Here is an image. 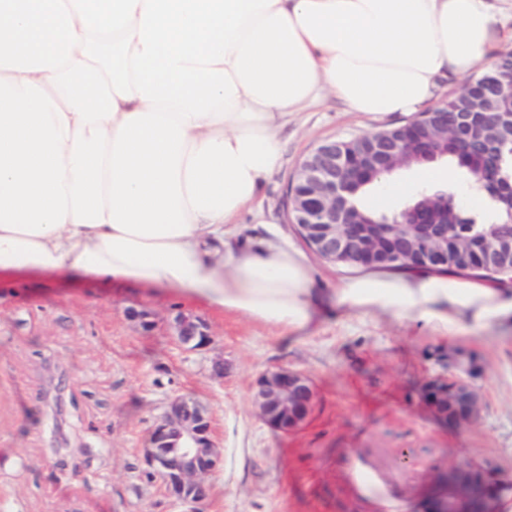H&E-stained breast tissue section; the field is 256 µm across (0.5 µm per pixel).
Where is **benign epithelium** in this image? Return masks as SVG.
I'll use <instances>...</instances> for the list:
<instances>
[{"mask_svg":"<svg viewBox=\"0 0 512 512\" xmlns=\"http://www.w3.org/2000/svg\"><path fill=\"white\" fill-rule=\"evenodd\" d=\"M482 92L468 95L467 106L451 114L432 110L423 118L402 126L367 135L354 150L340 139L318 143L300 162L287 188V216L308 248L321 259L357 269H370L398 260L436 267L448 264V224L435 221L420 209L404 213L403 220H385L373 231L349 208L354 184L369 173L376 177L405 168V147L430 159L438 139L454 138L459 148L479 153L482 167L474 174V185L493 195L508 191L512 184L501 179V155L491 136L478 133L487 107H498V121L512 142V99L500 95L504 86L500 66L486 72ZM485 264L512 271V233L494 234L483 243ZM177 339L189 350L211 343L206 325L198 318H177ZM440 417L453 426L476 420L481 408L479 391L459 375L440 376L425 387ZM253 403L259 417L270 427L290 431L299 427L314 403V391L301 373L287 369L269 371L257 381ZM222 461L221 449L212 438L211 416L196 398H174L153 425L145 462L148 474L162 480L167 496L184 507L200 512L207 495V477ZM437 512H490L483 484L472 475L448 478V492Z\"/></svg>","mask_w":512,"mask_h":512,"instance_id":"obj_1","label":"benign epithelium"}]
</instances>
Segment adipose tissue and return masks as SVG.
<instances>
[{
    "label": "adipose tissue",
    "mask_w": 512,
    "mask_h": 512,
    "mask_svg": "<svg viewBox=\"0 0 512 512\" xmlns=\"http://www.w3.org/2000/svg\"><path fill=\"white\" fill-rule=\"evenodd\" d=\"M502 40L488 0H0V271L172 292L299 337L331 310L454 342L512 283L409 267L320 287L243 212L333 95L413 112Z\"/></svg>",
    "instance_id": "obj_1"
}]
</instances>
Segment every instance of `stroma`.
<instances>
[{"label": "stroma", "instance_id": "1", "mask_svg": "<svg viewBox=\"0 0 512 512\" xmlns=\"http://www.w3.org/2000/svg\"><path fill=\"white\" fill-rule=\"evenodd\" d=\"M404 119H370L333 97L296 113L261 195L279 240L304 245L286 216V189L320 141ZM181 314L206 323L208 349L177 341ZM454 349L473 356L463 376L482 394L465 427L449 426L425 397ZM280 368L303 373L315 393L288 432L252 405L256 379ZM182 395L209 409L223 450L201 512H374L367 484L394 512H432L452 469L512 486L511 332L451 343L334 312L291 339L187 294L0 271V512H181L161 480L145 476L144 454L155 421Z\"/></svg>", "mask_w": 512, "mask_h": 512}]
</instances>
